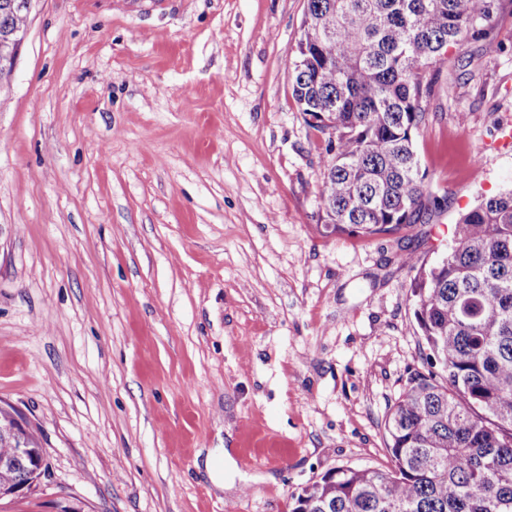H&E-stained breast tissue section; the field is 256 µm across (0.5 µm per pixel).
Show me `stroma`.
I'll list each match as a JSON object with an SVG mask.
<instances>
[{"label":"stroma","instance_id":"stroma-1","mask_svg":"<svg viewBox=\"0 0 512 512\" xmlns=\"http://www.w3.org/2000/svg\"><path fill=\"white\" fill-rule=\"evenodd\" d=\"M306 0H32L0 85V406L48 470L0 512H292L428 372L395 255L512 190V0L449 47L415 140L448 206L325 233L326 137L285 61ZM224 461V485L204 469Z\"/></svg>","mask_w":512,"mask_h":512}]
</instances>
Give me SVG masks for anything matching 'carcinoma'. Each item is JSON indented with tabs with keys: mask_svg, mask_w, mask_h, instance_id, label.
<instances>
[{
	"mask_svg": "<svg viewBox=\"0 0 512 512\" xmlns=\"http://www.w3.org/2000/svg\"><path fill=\"white\" fill-rule=\"evenodd\" d=\"M286 61L308 125L328 135L325 228L389 234L443 210L414 150L448 46L487 30L494 0H306ZM440 86V85H438ZM450 97L456 85L440 86ZM454 247L415 272L414 314L438 371L410 376L384 430L392 466L339 467L293 512H512V190L462 214ZM0 436V499L42 475Z\"/></svg>",
	"mask_w": 512,
	"mask_h": 512,
	"instance_id": "obj_1",
	"label": "carcinoma"
}]
</instances>
